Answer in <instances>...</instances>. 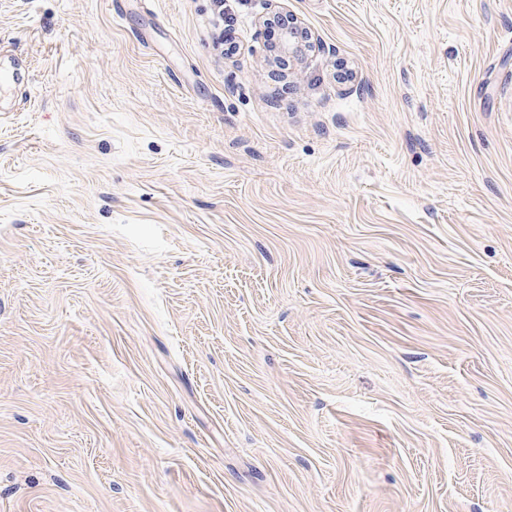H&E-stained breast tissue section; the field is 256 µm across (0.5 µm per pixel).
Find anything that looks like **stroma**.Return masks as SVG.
<instances>
[{
    "label": "stroma",
    "mask_w": 512,
    "mask_h": 512,
    "mask_svg": "<svg viewBox=\"0 0 512 512\" xmlns=\"http://www.w3.org/2000/svg\"><path fill=\"white\" fill-rule=\"evenodd\" d=\"M225 2L0 0V512H512V0ZM320 48L314 35L297 23L282 30L278 41V53L288 56L293 64L303 63L312 52Z\"/></svg>",
    "instance_id": "obj_1"
}]
</instances>
